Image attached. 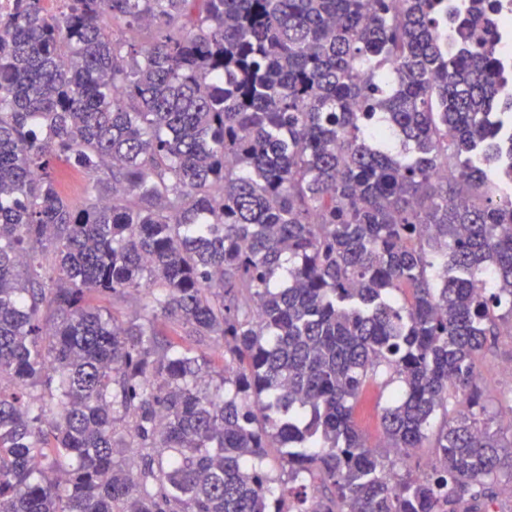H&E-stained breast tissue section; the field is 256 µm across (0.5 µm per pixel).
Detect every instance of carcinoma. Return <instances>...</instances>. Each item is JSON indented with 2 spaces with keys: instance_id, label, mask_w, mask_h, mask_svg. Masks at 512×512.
Returning <instances> with one entry per match:
<instances>
[{
  "instance_id": "cac0c4a2",
  "label": "carcinoma",
  "mask_w": 512,
  "mask_h": 512,
  "mask_svg": "<svg viewBox=\"0 0 512 512\" xmlns=\"http://www.w3.org/2000/svg\"><path fill=\"white\" fill-rule=\"evenodd\" d=\"M444 2L17 0L0 512H310L309 481L317 512H490L512 487L476 363L512 335V86L489 0L452 52ZM133 291L130 319L94 303ZM386 374L374 447L354 410ZM58 181L59 190L71 200H80L84 197L87 177L80 168L62 165L59 169Z\"/></svg>"
}]
</instances>
